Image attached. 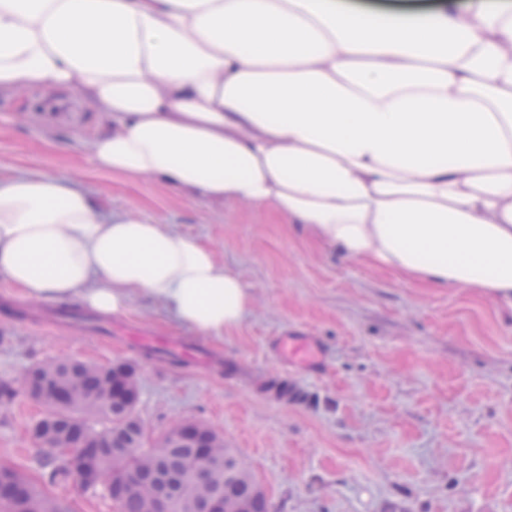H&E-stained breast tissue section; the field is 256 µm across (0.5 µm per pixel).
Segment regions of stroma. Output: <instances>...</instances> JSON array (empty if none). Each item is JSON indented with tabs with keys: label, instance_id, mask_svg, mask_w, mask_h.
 I'll list each match as a JSON object with an SVG mask.
<instances>
[{
	"label": "stroma",
	"instance_id": "1",
	"mask_svg": "<svg viewBox=\"0 0 512 512\" xmlns=\"http://www.w3.org/2000/svg\"><path fill=\"white\" fill-rule=\"evenodd\" d=\"M52 94L0 100V178L73 175L105 214L168 224L209 247L249 287L241 324L195 336L134 301L111 336L47 326L50 305L0 277V465L40 480L30 434L43 405L21 392L26 367L60 358L132 363L138 415L151 435L179 422L219 432L265 488L272 512H512V308L426 288L320 247L274 214L189 200L166 185L97 169L84 142L106 124L87 105L51 112ZM195 339L208 369L128 344V326ZM306 336L323 369L283 361L273 342ZM288 384L279 400L264 382Z\"/></svg>",
	"mask_w": 512,
	"mask_h": 512
}]
</instances>
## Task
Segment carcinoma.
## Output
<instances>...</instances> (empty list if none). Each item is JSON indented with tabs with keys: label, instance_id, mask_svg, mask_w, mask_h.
I'll use <instances>...</instances> for the list:
<instances>
[{
	"label": "carcinoma",
	"instance_id": "1",
	"mask_svg": "<svg viewBox=\"0 0 512 512\" xmlns=\"http://www.w3.org/2000/svg\"><path fill=\"white\" fill-rule=\"evenodd\" d=\"M26 375L33 379L69 376L74 396L67 405L52 409L56 418L54 435L39 442L44 455L43 480L51 486L66 485L74 478L73 458L88 442L100 448L98 470L112 478V449L125 448V472L112 482L109 496L120 512H199L200 497L217 491L237 500L244 512H271L266 493L251 473L235 467L237 457L206 431L198 441L180 442L165 431L151 445L152 457H144L139 448L144 442V427L137 404L112 398V385L98 366L77 360H50L31 366ZM210 451L208 467L194 493L175 489L164 496L155 493L153 469L166 473L188 471L198 460V449ZM0 512H68L67 505L52 498L15 469L0 479Z\"/></svg>",
	"mask_w": 512,
	"mask_h": 512
}]
</instances>
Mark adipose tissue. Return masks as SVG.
I'll return each mask as SVG.
<instances>
[{
    "mask_svg": "<svg viewBox=\"0 0 512 512\" xmlns=\"http://www.w3.org/2000/svg\"><path fill=\"white\" fill-rule=\"evenodd\" d=\"M71 90L106 115L93 164L275 212L428 288L512 306V7L438 0H0V98ZM0 277L109 317L144 298L203 337L243 280L69 176L0 180Z\"/></svg>",
    "mask_w": 512,
    "mask_h": 512,
    "instance_id": "1",
    "label": "adipose tissue"
}]
</instances>
